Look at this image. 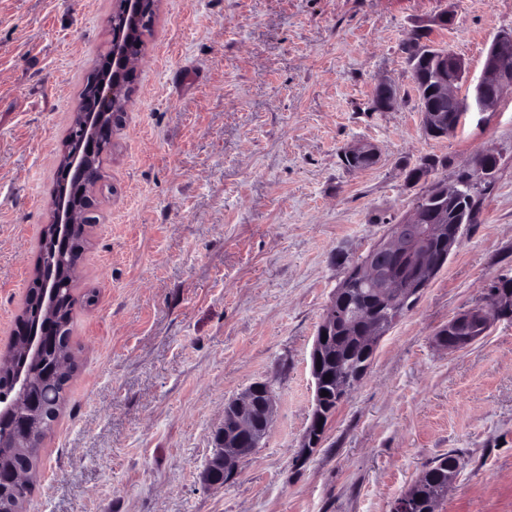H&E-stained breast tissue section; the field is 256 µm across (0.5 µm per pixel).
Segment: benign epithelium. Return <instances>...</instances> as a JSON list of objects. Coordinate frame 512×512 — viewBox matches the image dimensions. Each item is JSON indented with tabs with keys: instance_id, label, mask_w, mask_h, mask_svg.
<instances>
[{
	"instance_id": "1",
	"label": "benign epithelium",
	"mask_w": 512,
	"mask_h": 512,
	"mask_svg": "<svg viewBox=\"0 0 512 512\" xmlns=\"http://www.w3.org/2000/svg\"><path fill=\"white\" fill-rule=\"evenodd\" d=\"M123 15L130 20V29L138 25L144 10V0H122ZM512 47V29L503 30L493 39L487 49L483 75L474 87L471 98L460 95L458 84L463 82L466 73L465 62L462 58L444 53L437 57L440 81L438 95L450 102L456 112H487L494 109L507 87H512V65L505 59V51ZM141 55L133 50H127L123 55L112 53V80L98 77V93L95 109L86 113L85 135L80 151L76 152L69 162H60L58 171V192L60 199L65 201L70 196L79 198L76 209L62 205L52 221L58 224H75L83 217L94 222L93 211L97 202L95 189L89 187L83 176L86 163L91 159L103 141L112 137V126L105 123V117L112 114L123 101L126 83L119 74L134 73ZM397 102L395 85L389 80L380 81L373 91V104L379 111L390 110ZM423 124L429 131L446 132L444 117L440 115L441 108L435 104L421 109ZM345 154L350 157H369L379 159L375 145L357 143L346 148ZM496 167V157L491 153L477 155L469 165L476 171L478 178L484 184L493 181ZM452 187L439 189L441 205L426 214L418 209L410 212L409 217L399 224L391 226L385 238L376 244V250L399 259L402 269L411 276L407 282L394 277L395 269L386 268L373 262L360 265L357 277L375 287L382 298L394 307L393 316L386 321L371 325L364 334L366 343L374 347L384 337L395 322L400 318L401 310L406 308L411 299L416 296L418 288L430 280L442 260L434 261L427 252V241L431 237L448 235V248H453L458 242L459 231L445 233L444 223L448 220V208L444 201L453 195ZM343 292L334 289L331 300L327 305L323 321L315 338L310 355V373L313 382H318V361L323 355L325 343L323 334L330 333L336 327V297ZM512 316V293L508 291H493L488 303L469 308L457 315L448 329L442 330L436 337L439 346L448 349H463L483 337L493 319ZM48 322L44 331V346L42 363L39 370L42 375L52 377L59 371L52 356L62 344L61 336L64 331L55 322L52 313H47ZM276 395L273 387L265 381H257L248 386L239 396L231 400L224 408V424L215 431V450L208 461L203 481L208 486H223L229 484L238 474L239 462L253 454L252 448H241L239 444L243 436L260 434L267 436L275 412ZM40 402L28 391L20 393L17 400L6 405H0V421L14 439L26 435L39 423ZM325 415V404L320 388H315L314 408L311 422L303 436L302 448L306 456L311 455L323 442L324 433L317 425ZM0 471L10 479L12 484L26 482L29 471L19 464L7 461L0 462Z\"/></svg>"
}]
</instances>
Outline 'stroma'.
I'll return each mask as SVG.
<instances>
[{
    "instance_id": "1",
    "label": "stroma",
    "mask_w": 512,
    "mask_h": 512,
    "mask_svg": "<svg viewBox=\"0 0 512 512\" xmlns=\"http://www.w3.org/2000/svg\"><path fill=\"white\" fill-rule=\"evenodd\" d=\"M114 8L0 0V355ZM422 28L474 83L512 0H159L78 260L75 370L25 512H390L449 453L460 474L437 512H512V319L463 350L436 343L512 277V89L455 135L427 137L401 51ZM383 78L398 101L374 112ZM360 141L379 161L347 170L340 154ZM478 153L500 160L479 223L301 458L341 256L408 217V166L448 159L435 177L449 183ZM264 379L267 438L232 483L204 485L225 402Z\"/></svg>"
}]
</instances>
